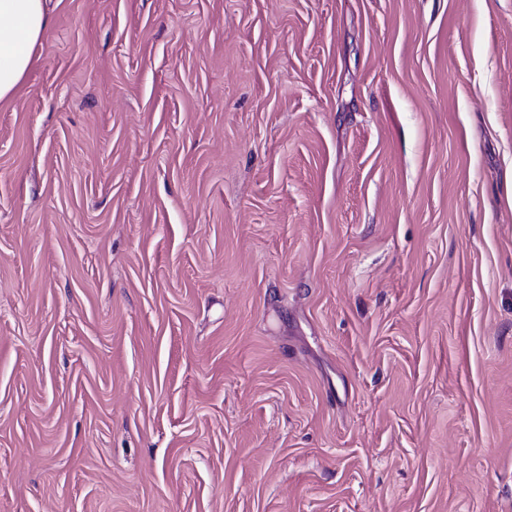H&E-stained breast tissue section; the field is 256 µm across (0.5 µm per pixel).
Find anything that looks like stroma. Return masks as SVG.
I'll use <instances>...</instances> for the list:
<instances>
[{
	"label": "stroma",
	"mask_w": 512,
	"mask_h": 512,
	"mask_svg": "<svg viewBox=\"0 0 512 512\" xmlns=\"http://www.w3.org/2000/svg\"><path fill=\"white\" fill-rule=\"evenodd\" d=\"M49 9L0 512H512V0Z\"/></svg>",
	"instance_id": "stroma-1"
}]
</instances>
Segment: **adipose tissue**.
I'll use <instances>...</instances> for the list:
<instances>
[{
	"mask_svg": "<svg viewBox=\"0 0 512 512\" xmlns=\"http://www.w3.org/2000/svg\"><path fill=\"white\" fill-rule=\"evenodd\" d=\"M49 24L45 0H0V100L11 97L33 67L32 47Z\"/></svg>",
	"mask_w": 512,
	"mask_h": 512,
	"instance_id": "adipose-tissue-1",
	"label": "adipose tissue"
}]
</instances>
